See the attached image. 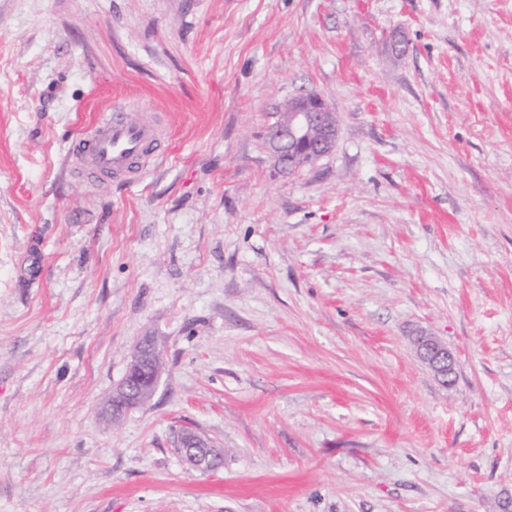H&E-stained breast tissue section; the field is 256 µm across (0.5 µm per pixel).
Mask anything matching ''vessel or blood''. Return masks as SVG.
Returning a JSON list of instances; mask_svg holds the SVG:
<instances>
[{"instance_id": "vessel-or-blood-1", "label": "vessel or blood", "mask_w": 512, "mask_h": 512, "mask_svg": "<svg viewBox=\"0 0 512 512\" xmlns=\"http://www.w3.org/2000/svg\"><path fill=\"white\" fill-rule=\"evenodd\" d=\"M164 140V128L155 116L130 120L102 113L83 137L82 165L103 175L133 178Z\"/></svg>"}]
</instances>
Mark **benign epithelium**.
Returning <instances> with one entry per match:
<instances>
[{
	"label": "benign epithelium",
	"instance_id": "obj_1",
	"mask_svg": "<svg viewBox=\"0 0 512 512\" xmlns=\"http://www.w3.org/2000/svg\"><path fill=\"white\" fill-rule=\"evenodd\" d=\"M338 132V117L321 98L309 94L285 101L277 110V120L267 131L269 151L284 172L298 164H309L330 153ZM415 350L443 383L454 373L456 357L447 345L433 336L416 337ZM158 348L145 338L138 346L119 385L108 399L105 413L116 420L127 410L147 403L153 396L160 374ZM177 448L192 470L206 472L218 466L222 452L205 435L184 429Z\"/></svg>",
	"mask_w": 512,
	"mask_h": 512
}]
</instances>
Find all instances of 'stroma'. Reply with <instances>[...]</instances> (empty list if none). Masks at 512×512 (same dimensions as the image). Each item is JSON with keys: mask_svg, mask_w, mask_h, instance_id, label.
<instances>
[{"mask_svg": "<svg viewBox=\"0 0 512 512\" xmlns=\"http://www.w3.org/2000/svg\"><path fill=\"white\" fill-rule=\"evenodd\" d=\"M106 110L137 179L78 167ZM0 512H512V0H0ZM338 132V117L328 104L309 94L285 101L267 131L269 151L283 172L315 162L330 153ZM164 141V128L153 115L132 121L104 112L82 138V168L112 177L134 178ZM415 350L418 358L448 384L456 366L454 352L434 336L426 335L416 337ZM159 356L161 361L152 337L145 338L138 346L121 382L107 401L105 413L110 420H116L127 410L143 405L152 398L161 370L157 366ZM177 448L185 464L196 471L213 470L222 459V452L212 440L191 429H183L180 432Z\"/></svg>", "mask_w": 512, "mask_h": 512, "instance_id": "1", "label": "stroma"}]
</instances>
